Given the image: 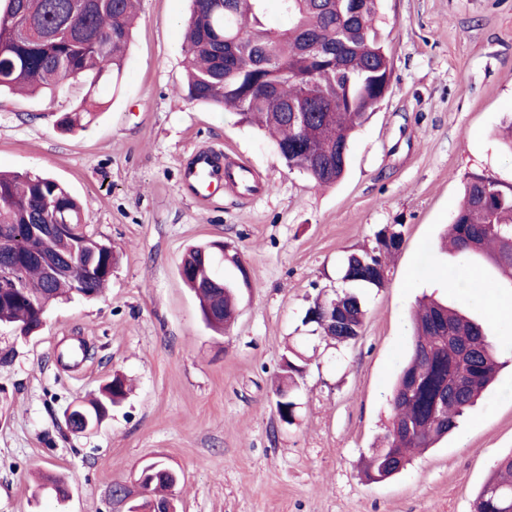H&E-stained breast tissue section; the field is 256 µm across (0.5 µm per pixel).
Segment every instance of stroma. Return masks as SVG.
<instances>
[{
    "mask_svg": "<svg viewBox=\"0 0 512 512\" xmlns=\"http://www.w3.org/2000/svg\"><path fill=\"white\" fill-rule=\"evenodd\" d=\"M190 0H140L119 86L66 132L57 118L81 92L0 98V170L45 172L85 205L89 234L118 260L102 297L50 308L38 331L0 324V512H124L116 486L142 467L178 472L176 512H473L497 463L512 455V286L484 266L485 287L462 285L469 263L439 241L474 175L512 187V0H379L393 63L390 91L353 143L348 171L318 187L288 170L273 143L235 117L188 100L182 24ZM242 157L263 185L198 199L181 184L193 151ZM404 227L384 288L367 291L359 339L314 334L305 314L339 287L351 250L379 228ZM235 246L250 286L235 325L204 322L179 275L186 250ZM434 294L483 322L506 365L447 439L391 480L367 482L363 462L390 423L396 377L411 345L410 315ZM307 361L294 423L274 389L282 357ZM130 395L96 430L72 432L73 406L115 376ZM68 481L67 497L38 484Z\"/></svg>",
    "mask_w": 512,
    "mask_h": 512,
    "instance_id": "1",
    "label": "stroma"
}]
</instances>
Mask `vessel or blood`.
Returning a JSON list of instances; mask_svg holds the SVG:
<instances>
[{
    "label": "vessel or blood",
    "instance_id": "1",
    "mask_svg": "<svg viewBox=\"0 0 512 512\" xmlns=\"http://www.w3.org/2000/svg\"><path fill=\"white\" fill-rule=\"evenodd\" d=\"M227 184L249 195L258 192L252 172L246 165L225 166L220 155L210 150H201L191 156L184 169V186L190 195L203 197Z\"/></svg>",
    "mask_w": 512,
    "mask_h": 512
}]
</instances>
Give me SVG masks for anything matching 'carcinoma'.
<instances>
[{
    "label": "carcinoma",
    "instance_id": "carcinoma-1",
    "mask_svg": "<svg viewBox=\"0 0 512 512\" xmlns=\"http://www.w3.org/2000/svg\"><path fill=\"white\" fill-rule=\"evenodd\" d=\"M135 0H4L0 12V96L18 92L54 96L78 83L84 101L95 102L102 81L118 84L131 41ZM378 0H361L363 11L348 17L349 0H334L325 14L317 0H287L276 17L267 0H191L185 53L187 81L182 91L191 101L230 107L243 125L273 133L275 148L286 166L318 186L343 177L342 155H350L355 133L380 104L375 80L392 78L385 40L374 24ZM67 37H57L59 31ZM325 46L340 45L339 57L304 51L306 38ZM313 103L299 123L286 108ZM92 109L82 105L62 114L56 125L72 131ZM71 224L81 242L71 250L55 235L34 237L29 225ZM12 231L16 255L69 254L86 279L88 296L98 295L108 278L89 269L116 261L113 250L83 229L80 203L58 180L43 173H0V228ZM450 250L466 259L492 265L512 285V191L475 175L464 186L463 202L445 233ZM403 231L385 227L376 234V248L353 252L339 268L343 287L334 297L317 299L306 316L318 315L317 329L339 343L359 336L365 312L355 288H382L385 258L395 254ZM215 245L191 249L187 260L195 277L184 279L199 299L204 320L221 330L231 324L238 305V283L202 288L215 273L210 258ZM19 298L0 296V322L23 330L58 301L72 298L69 278H46L41 263L21 265ZM336 302L346 327L326 316ZM413 341L401 368L390 404L391 427L369 460L364 475L379 483L409 464L413 449L435 447L457 427L459 419L495 382L503 362L482 324L439 299L422 301L413 317ZM305 360L296 351L283 356V370L300 376ZM172 481L159 478L144 487L138 512H153ZM474 512H512V456L502 459L474 502Z\"/></svg>",
    "mask_w": 512,
    "mask_h": 512
}]
</instances>
